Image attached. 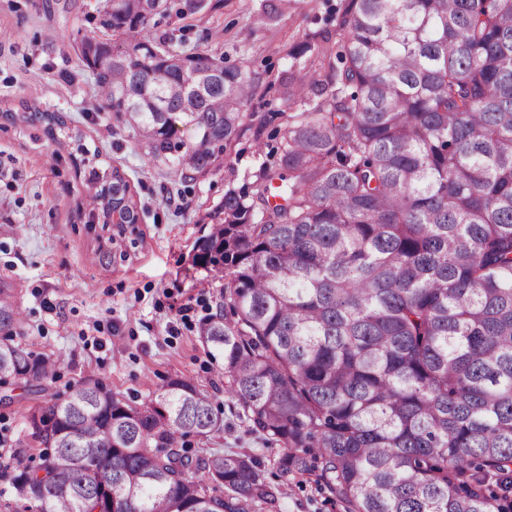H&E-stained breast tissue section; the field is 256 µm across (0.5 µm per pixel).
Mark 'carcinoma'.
I'll return each mask as SVG.
<instances>
[{
	"instance_id": "carcinoma-1",
	"label": "carcinoma",
	"mask_w": 512,
	"mask_h": 512,
	"mask_svg": "<svg viewBox=\"0 0 512 512\" xmlns=\"http://www.w3.org/2000/svg\"><path fill=\"white\" fill-rule=\"evenodd\" d=\"M149 3L112 0L98 29L115 42L76 39L101 108L193 182L239 137L259 77L156 52L140 31L167 6ZM338 27L339 65L284 80L280 157L224 194L192 255L224 273L201 340L279 444L276 482L251 451L191 452L221 428L204 386L174 378L139 403L88 378L28 410L0 512H278L305 475L344 512H512V0H344ZM86 204L139 223L116 168ZM22 336L0 282L1 386L55 373Z\"/></svg>"
}]
</instances>
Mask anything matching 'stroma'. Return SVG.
Returning a JSON list of instances; mask_svg holds the SVG:
<instances>
[{"mask_svg":"<svg viewBox=\"0 0 512 512\" xmlns=\"http://www.w3.org/2000/svg\"><path fill=\"white\" fill-rule=\"evenodd\" d=\"M185 2L167 0L166 15L148 23L142 41L154 45L166 33L176 50L206 51L260 79L229 153L190 185L170 167L147 163L114 114L100 108L75 37L94 28L112 0H0V281L15 292L24 343L60 359L46 391L0 387L2 461L26 409L46 405L70 383L99 378L142 399L184 377L209 390L222 424L207 439L191 438L192 447L249 450L274 470L279 445L250 432L199 338L224 278L193 265L192 250L218 224L225 193L272 161L292 111L282 74L324 79V53L342 48V0H206L200 12L184 11ZM304 42L311 51L296 56ZM29 110L65 116L67 134L49 137L44 124L23 120ZM116 170L139 204V223L107 224L85 206ZM280 510L343 512L307 476L283 488Z\"/></svg>","mask_w":512,"mask_h":512,"instance_id":"1","label":"stroma"}]
</instances>
